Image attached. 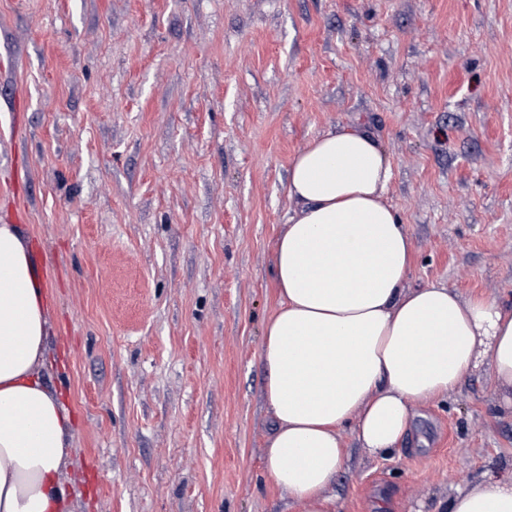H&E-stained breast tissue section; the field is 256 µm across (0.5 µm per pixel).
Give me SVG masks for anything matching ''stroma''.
Listing matches in <instances>:
<instances>
[{
	"label": "stroma",
	"instance_id": "obj_1",
	"mask_svg": "<svg viewBox=\"0 0 512 512\" xmlns=\"http://www.w3.org/2000/svg\"><path fill=\"white\" fill-rule=\"evenodd\" d=\"M372 134L407 279L512 304V0H0V224L49 276L70 512H304L264 471L263 324L288 171ZM335 512H443L512 470L485 370Z\"/></svg>",
	"mask_w": 512,
	"mask_h": 512
}]
</instances>
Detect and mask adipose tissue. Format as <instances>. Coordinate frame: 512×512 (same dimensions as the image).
I'll use <instances>...</instances> for the list:
<instances>
[{"label": "adipose tissue", "instance_id": "ef3b65f1", "mask_svg": "<svg viewBox=\"0 0 512 512\" xmlns=\"http://www.w3.org/2000/svg\"><path fill=\"white\" fill-rule=\"evenodd\" d=\"M393 177L372 135L311 141L293 160L296 204L275 245L280 304L264 325L263 394L276 427L267 476L308 512H331L341 433L370 455L397 450L413 409L479 367L512 393V305L406 287L413 244L383 201ZM48 292L19 225L0 224V512H65L72 422L44 378ZM448 512H512V472L457 491Z\"/></svg>", "mask_w": 512, "mask_h": 512}]
</instances>
